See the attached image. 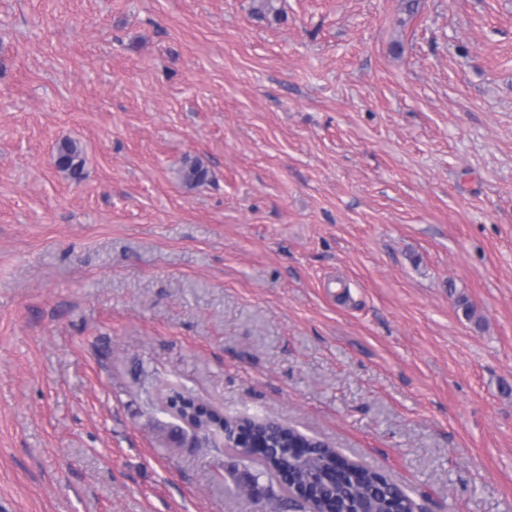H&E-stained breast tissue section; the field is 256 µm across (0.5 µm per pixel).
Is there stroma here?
Listing matches in <instances>:
<instances>
[{
  "label": "stroma",
  "mask_w": 512,
  "mask_h": 512,
  "mask_svg": "<svg viewBox=\"0 0 512 512\" xmlns=\"http://www.w3.org/2000/svg\"><path fill=\"white\" fill-rule=\"evenodd\" d=\"M277 6L0 0V512H280L143 381L512 512V0ZM56 164L71 176H80L85 165L83 149L75 140L61 139L56 147Z\"/></svg>",
  "instance_id": "35a3bbf8"
}]
</instances>
